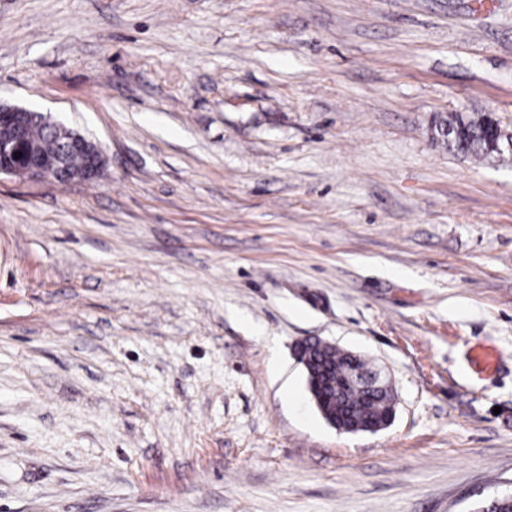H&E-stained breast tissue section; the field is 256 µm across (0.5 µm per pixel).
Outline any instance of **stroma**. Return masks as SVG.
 I'll return each instance as SVG.
<instances>
[{
    "label": "stroma",
    "mask_w": 512,
    "mask_h": 512,
    "mask_svg": "<svg viewBox=\"0 0 512 512\" xmlns=\"http://www.w3.org/2000/svg\"><path fill=\"white\" fill-rule=\"evenodd\" d=\"M0 101L106 158L0 177V512L512 493V155L434 130L512 131V0H0ZM313 336L386 369L389 427L322 418ZM490 118L487 115L470 119L456 116L448 120V124L442 128V135L447 138L448 147L463 154L479 157L488 155L485 142Z\"/></svg>",
    "instance_id": "35a3bbf8"
}]
</instances>
